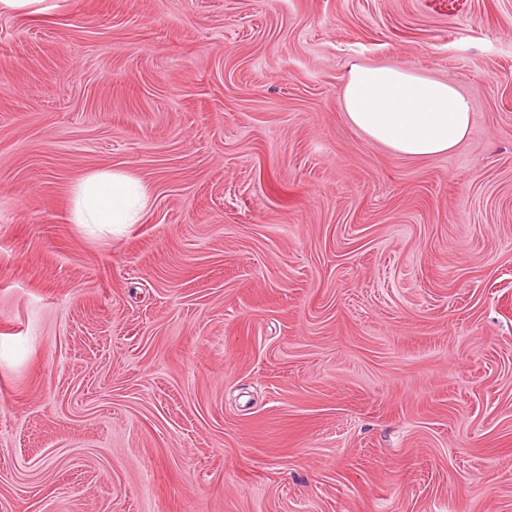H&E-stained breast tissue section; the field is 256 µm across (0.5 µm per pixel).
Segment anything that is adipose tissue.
<instances>
[{
	"label": "adipose tissue",
	"mask_w": 512,
	"mask_h": 512,
	"mask_svg": "<svg viewBox=\"0 0 512 512\" xmlns=\"http://www.w3.org/2000/svg\"><path fill=\"white\" fill-rule=\"evenodd\" d=\"M342 104L353 126L409 158L451 151L466 138L472 121L469 100L452 82L404 65H352ZM149 202V190L140 180L97 171L76 188L74 220L94 231L116 232L136 223Z\"/></svg>",
	"instance_id": "obj_1"
}]
</instances>
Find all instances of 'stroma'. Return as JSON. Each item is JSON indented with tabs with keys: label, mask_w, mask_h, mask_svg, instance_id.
I'll return each instance as SVG.
<instances>
[{
	"label": "stroma",
	"mask_w": 512,
	"mask_h": 512,
	"mask_svg": "<svg viewBox=\"0 0 512 512\" xmlns=\"http://www.w3.org/2000/svg\"><path fill=\"white\" fill-rule=\"evenodd\" d=\"M354 64L468 136L374 142ZM0 512H512V0L0 15ZM342 104L350 123L409 158L445 154L469 133V100L448 81L404 65H352ZM148 187L130 175L102 170L83 178L76 188L74 220L112 233L136 224L150 202Z\"/></svg>",
	"instance_id": "1"
}]
</instances>
